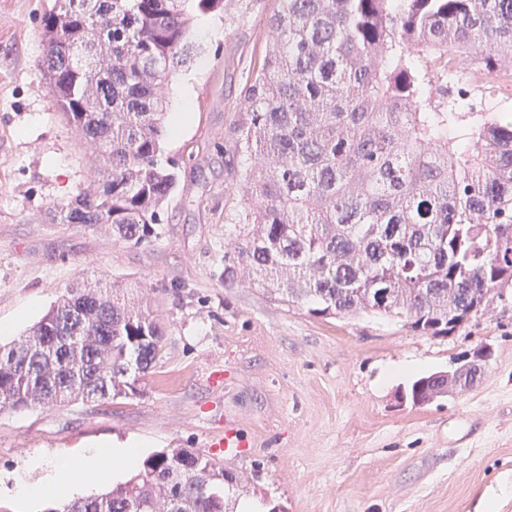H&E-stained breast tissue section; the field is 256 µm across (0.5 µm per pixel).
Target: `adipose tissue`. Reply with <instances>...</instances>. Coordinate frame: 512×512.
<instances>
[{
	"mask_svg": "<svg viewBox=\"0 0 512 512\" xmlns=\"http://www.w3.org/2000/svg\"><path fill=\"white\" fill-rule=\"evenodd\" d=\"M142 446V441L133 438L113 440L60 458L53 465L48 464L41 453H33L27 468L42 471L43 478L32 482L26 476H18L12 497L23 508L49 497L58 505H66L76 490L91 489L104 477H115L135 468Z\"/></svg>",
	"mask_w": 512,
	"mask_h": 512,
	"instance_id": "1",
	"label": "adipose tissue"
}]
</instances>
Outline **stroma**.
Instances as JSON below:
<instances>
[{"label":"stroma","instance_id":"obj_1","mask_svg":"<svg viewBox=\"0 0 512 512\" xmlns=\"http://www.w3.org/2000/svg\"><path fill=\"white\" fill-rule=\"evenodd\" d=\"M51 0H0V333L4 344L37 322L70 286L100 279L160 292L167 335L157 367L133 396L0 412V484L47 458L135 437L152 451L206 454L226 428L245 447L218 454L249 478L244 498L276 512H512V288L445 336H421L380 316L322 319L271 302L256 288L224 287V216L232 189L235 120L259 68L281 0H224L199 17L198 53L173 77L168 112L190 85L189 121L167 137L179 184L164 232L128 247L45 212L94 176L73 129L50 103L40 24ZM489 347L467 392L401 404L408 377L456 367Z\"/></svg>","mask_w":512,"mask_h":512}]
</instances>
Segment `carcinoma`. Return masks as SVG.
Wrapping results in <instances>:
<instances>
[{"mask_svg":"<svg viewBox=\"0 0 512 512\" xmlns=\"http://www.w3.org/2000/svg\"><path fill=\"white\" fill-rule=\"evenodd\" d=\"M281 2L235 126L250 164L224 225V287L320 318L450 333L512 286V121L452 89L512 75V0ZM222 12L224 0H54L41 20L45 80L97 176L51 220L130 247L162 234L178 183L175 164L159 162L165 90L192 58L197 16ZM164 336L140 285L70 287L0 344V412L133 395ZM476 374L454 376L453 392ZM447 382L435 372L404 394L427 405ZM244 480L175 448L64 512H224Z\"/></svg>","mask_w":512,"mask_h":512,"instance_id":"carcinoma-1","label":"carcinoma"}]
</instances>
